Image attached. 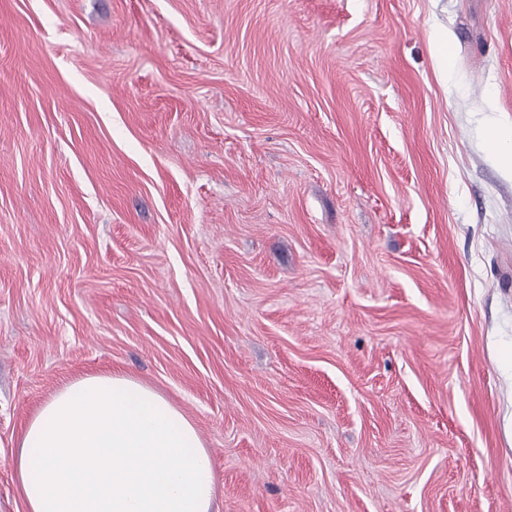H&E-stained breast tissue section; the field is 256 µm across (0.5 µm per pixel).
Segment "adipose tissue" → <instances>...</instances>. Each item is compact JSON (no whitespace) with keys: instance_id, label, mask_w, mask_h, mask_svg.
Returning a JSON list of instances; mask_svg holds the SVG:
<instances>
[{"instance_id":"obj_1","label":"adipose tissue","mask_w":512,"mask_h":512,"mask_svg":"<svg viewBox=\"0 0 512 512\" xmlns=\"http://www.w3.org/2000/svg\"><path fill=\"white\" fill-rule=\"evenodd\" d=\"M26 512H212V456L155 388L89 375L29 422L15 462Z\"/></svg>"}]
</instances>
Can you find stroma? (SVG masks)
<instances>
[{
	"instance_id": "stroma-1",
	"label": "stroma",
	"mask_w": 512,
	"mask_h": 512,
	"mask_svg": "<svg viewBox=\"0 0 512 512\" xmlns=\"http://www.w3.org/2000/svg\"><path fill=\"white\" fill-rule=\"evenodd\" d=\"M493 127L512 0H0V512L41 405L117 369L214 512H512Z\"/></svg>"
}]
</instances>
